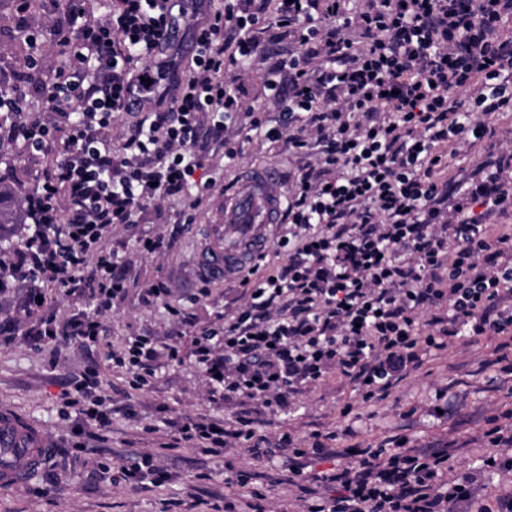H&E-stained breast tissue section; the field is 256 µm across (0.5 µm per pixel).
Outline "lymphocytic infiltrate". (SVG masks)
<instances>
[{
	"label": "lymphocytic infiltrate",
	"instance_id": "1",
	"mask_svg": "<svg viewBox=\"0 0 512 512\" xmlns=\"http://www.w3.org/2000/svg\"><path fill=\"white\" fill-rule=\"evenodd\" d=\"M187 0H113L107 18H87L84 0H66L54 35L70 62L43 82L42 118L33 120L21 86L0 97L15 115L0 138L23 140L54 163L23 200L30 232L17 260L0 258V288L32 268L65 293L88 286L96 313L78 312L69 335L96 341L97 312L110 310L126 281L107 247L112 225L136 223L144 206L184 192L206 167L202 131L223 141L228 122L247 114L267 140L315 163L288 177L282 262L260 254L238 277L244 305L217 342L197 341L211 394L240 404L228 424L204 417L171 421V447L207 456L242 450L260 457L265 439L245 403L269 413L327 373L383 399L430 351L461 338L512 343V150L483 159L468 177H448L449 157L472 152L500 112L512 109V0H267L288 35L286 58L270 70L268 101L282 114L244 108L234 84L263 54L254 0H229L195 23L186 76L159 56ZM133 117L121 153L112 123ZM68 131L58 137L57 118ZM156 353L140 336L113 354L135 367L136 387L154 374ZM96 374L64 394L87 425L105 426ZM488 450L476 472L450 473L447 450L411 448L359 458L314 474L305 512H512V491L478 497L475 473L512 471V410L487 420ZM334 432L276 437L288 470L334 456Z\"/></svg>",
	"mask_w": 512,
	"mask_h": 512
}]
</instances>
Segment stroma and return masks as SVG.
I'll list each match as a JSON object with an SVG mask.
<instances>
[{"label":"stroma","mask_w":512,"mask_h":512,"mask_svg":"<svg viewBox=\"0 0 512 512\" xmlns=\"http://www.w3.org/2000/svg\"><path fill=\"white\" fill-rule=\"evenodd\" d=\"M54 8L44 0L37 10L20 15L13 0H0V81L13 83L24 69L13 34L25 27L43 35L47 15ZM266 56L246 70L238 83L244 102L265 103L267 71L285 57L288 43L279 38L274 20L259 33ZM225 136L239 150L235 166L224 164V149L209 145L207 174L203 182L181 196L148 206L135 224L112 227L108 247L128 263L131 273L125 296L101 317L98 342L81 345L61 340L50 345L29 336L32 323L17 320L15 306L24 295L17 288L0 296V406L13 408L39 425L55 444L41 472L24 486L0 490V512H182L181 501L198 495L213 503L234 496L224 486L223 458H205L193 448H170L166 441L169 419L205 415L224 420L230 408L211 396L194 350L197 338L221 332L226 316L240 304L234 279L202 287L195 273L194 256L200 227L214 216L226 185L240 182L252 168L271 165L282 172L299 163L287 140L267 142L259 131L230 127ZM51 158L30 154L21 143L0 141V182L17 197L39 185ZM164 236L170 243L161 253L146 255L137 242L144 236ZM165 281L168 295L159 302L145 300L149 284ZM180 310L184 324L172 312ZM154 337L158 348L177 343L181 359L160 368L142 389H134L133 369L112 363L111 353L121 351L132 338ZM97 373L112 399L109 427L101 434L100 452L76 449V431L82 424L62 394L68 383L84 373ZM350 414H343V407ZM512 409V350L497 361L491 347L452 346L425 358L422 367L374 403H362L356 387L336 378L307 389L298 407L273 417L265 433L290 431L304 438L316 428L340 431L352 427V450L375 449L387 441L408 438L411 446L447 445L451 463L470 469L485 446L486 416ZM148 451L170 476L161 486L113 484L108 471L126 458ZM247 488L265 491L264 512H283L288 496L269 486L271 475L287 477L288 465L278 455L263 464L249 456L236 460Z\"/></svg>","instance_id":"1"}]
</instances>
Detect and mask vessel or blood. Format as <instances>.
Masks as SVG:
<instances>
[{
	"mask_svg": "<svg viewBox=\"0 0 512 512\" xmlns=\"http://www.w3.org/2000/svg\"><path fill=\"white\" fill-rule=\"evenodd\" d=\"M288 187L274 167L253 169L213 220L195 257L199 274L221 281L264 251L268 228L285 214ZM54 445L44 430L7 407L0 408V486L26 483L49 460Z\"/></svg>",
	"mask_w": 512,
	"mask_h": 512,
	"instance_id": "obj_1",
	"label": "vessel or blood"
}]
</instances>
